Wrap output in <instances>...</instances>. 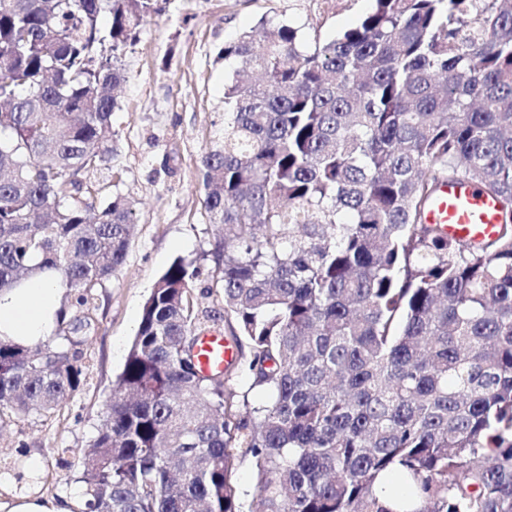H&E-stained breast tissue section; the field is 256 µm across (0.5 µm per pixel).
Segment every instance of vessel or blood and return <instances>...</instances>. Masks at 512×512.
<instances>
[{
	"label": "vessel or blood",
	"mask_w": 512,
	"mask_h": 512,
	"mask_svg": "<svg viewBox=\"0 0 512 512\" xmlns=\"http://www.w3.org/2000/svg\"><path fill=\"white\" fill-rule=\"evenodd\" d=\"M427 221L443 225L451 237L478 241L493 236L501 214L497 201L474 184L450 181L440 186ZM195 353L201 370L206 373L224 368L233 356L232 348L215 334L203 336Z\"/></svg>",
	"instance_id": "obj_1"
}]
</instances>
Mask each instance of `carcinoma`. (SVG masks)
Returning <instances> with one entry per match:
<instances>
[{
    "instance_id": "carcinoma-1",
    "label": "carcinoma",
    "mask_w": 512,
    "mask_h": 512,
    "mask_svg": "<svg viewBox=\"0 0 512 512\" xmlns=\"http://www.w3.org/2000/svg\"><path fill=\"white\" fill-rule=\"evenodd\" d=\"M156 2L0 0V294L62 288L53 336L0 339V410L47 416L81 383L89 322L67 314L124 265L135 216L118 194L95 210L84 174L113 151L115 52ZM224 59L202 167L236 357L198 371L216 314L176 259L84 450L86 510L395 512V471L409 512H512V0H373L310 48L263 19ZM448 180L498 201L493 237L424 222Z\"/></svg>"
}]
</instances>
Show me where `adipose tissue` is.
<instances>
[{
  "mask_svg": "<svg viewBox=\"0 0 512 512\" xmlns=\"http://www.w3.org/2000/svg\"><path fill=\"white\" fill-rule=\"evenodd\" d=\"M60 293L56 282L44 276L0 297V339L25 345L46 340L54 329ZM82 508L83 502L76 496L56 499L22 489L0 495V512H81Z\"/></svg>",
  "mask_w": 512,
  "mask_h": 512,
  "instance_id": "ef3b65f1",
  "label": "adipose tissue"
}]
</instances>
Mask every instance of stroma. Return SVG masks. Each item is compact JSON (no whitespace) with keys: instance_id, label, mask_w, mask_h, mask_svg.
<instances>
[{"instance_id":"obj_1","label":"stroma","mask_w":512,"mask_h":512,"mask_svg":"<svg viewBox=\"0 0 512 512\" xmlns=\"http://www.w3.org/2000/svg\"><path fill=\"white\" fill-rule=\"evenodd\" d=\"M371 0H165L134 42L118 52L123 81L115 92V151L85 181L100 198L134 201L137 224L124 267L96 292L85 334L84 381L48 416L0 412V474L19 458L38 459L40 493H80L77 478L103 423L142 306L179 257L203 269L217 232L204 207L201 160L222 140L224 85L234 70L227 42L267 18L300 27L306 44L334 38L359 20Z\"/></svg>"}]
</instances>
